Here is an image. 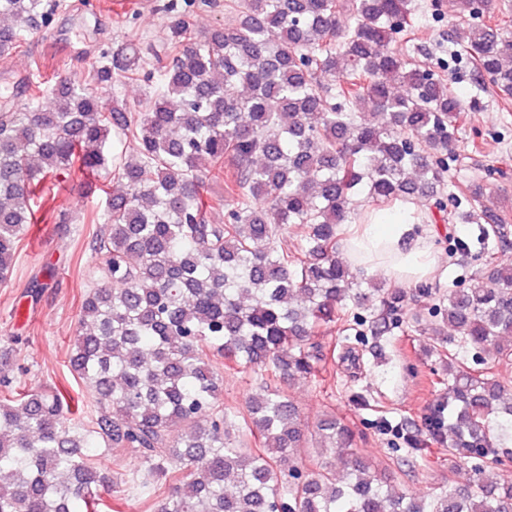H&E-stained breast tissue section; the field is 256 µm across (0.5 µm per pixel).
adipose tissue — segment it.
<instances>
[{
    "mask_svg": "<svg viewBox=\"0 0 512 512\" xmlns=\"http://www.w3.org/2000/svg\"><path fill=\"white\" fill-rule=\"evenodd\" d=\"M415 206L400 202L369 211L361 224L343 227L348 259L387 278L413 283L432 276L438 266L433 238L418 233Z\"/></svg>",
    "mask_w": 512,
    "mask_h": 512,
    "instance_id": "obj_1",
    "label": "adipose tissue"
}]
</instances>
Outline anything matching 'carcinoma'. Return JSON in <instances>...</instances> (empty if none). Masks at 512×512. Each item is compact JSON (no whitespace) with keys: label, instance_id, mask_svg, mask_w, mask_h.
<instances>
[{"label":"carcinoma","instance_id":"cac0c4a2","mask_svg":"<svg viewBox=\"0 0 512 512\" xmlns=\"http://www.w3.org/2000/svg\"><path fill=\"white\" fill-rule=\"evenodd\" d=\"M449 4L456 45L482 82L512 98V32L480 20L500 12L498 0ZM235 5L236 23L201 37L164 7L171 52L142 112L70 79L56 84L49 111L0 104V284L48 178L109 170L114 135L137 154L119 167L125 189L99 215L96 285L69 358L98 414L86 426L79 402L55 389L16 390L1 374L0 512H103L101 491L113 485L94 462L103 448L140 453L145 469L133 488L154 512H512V388L493 372L512 365V263L493 259L479 270L486 283L448 288L439 314L456 335L428 349L448 380L429 436L459 459L465 481L418 499L356 452L341 485L327 463L299 464L307 428L282 385L322 374L312 339L339 326L348 360L352 342L387 341L403 323L406 292L343 262L339 226L364 202L436 196L464 105L394 46L413 0ZM54 8L0 0V57L20 47L21 25ZM141 62L139 47L121 46L96 65L95 83L137 74ZM353 100L367 111H346ZM223 176L230 198L208 202L204 180ZM471 198L452 218L511 246L480 185ZM215 209L224 223L210 222ZM295 224L306 232L291 249L285 235ZM211 352L281 387L230 413ZM235 418L260 447L230 435ZM315 435L319 457L356 447L357 433L334 416ZM405 442L396 460L422 465L419 441ZM490 465L505 473L486 480ZM169 471L181 477L159 494L156 480Z\"/></svg>","mask_w":512,"mask_h":512}]
</instances>
